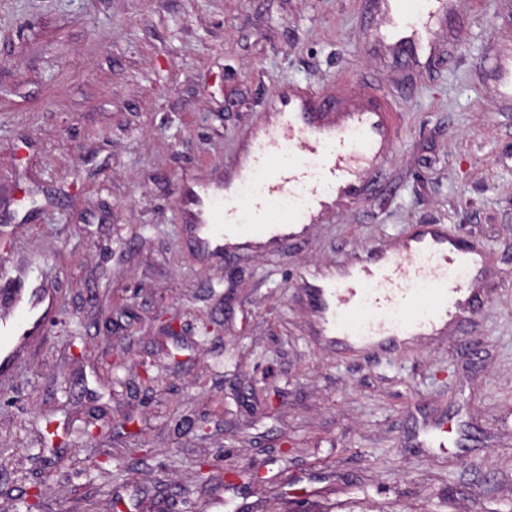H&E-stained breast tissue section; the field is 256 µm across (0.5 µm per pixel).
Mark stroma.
<instances>
[{"label": "stroma", "instance_id": "35a3bbf8", "mask_svg": "<svg viewBox=\"0 0 512 512\" xmlns=\"http://www.w3.org/2000/svg\"><path fill=\"white\" fill-rule=\"evenodd\" d=\"M366 2L0 0V290L55 297L0 375V488L41 485L45 512H512V0H460L429 67L363 53ZM290 84L388 108L366 197L281 254L193 252L181 186L223 178ZM422 224L483 254L473 321L390 355L311 336L296 269Z\"/></svg>", "mask_w": 512, "mask_h": 512}]
</instances>
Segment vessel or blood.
<instances>
[{
  "label": "vessel or blood",
  "instance_id": "b4317fda",
  "mask_svg": "<svg viewBox=\"0 0 512 512\" xmlns=\"http://www.w3.org/2000/svg\"><path fill=\"white\" fill-rule=\"evenodd\" d=\"M370 4L367 43L387 46L400 61L430 55L436 30H456L460 18L458 0ZM271 107L275 122L255 133L249 155L232 161L242 170L235 205L227 206L218 186L189 194V221L204 249L269 250L299 239L337 203L360 199L367 190L364 172L380 164L392 139L389 115L375 102L357 104L340 121L327 104L301 93L277 94ZM294 143L303 144L312 160L289 163L271 153L272 145ZM484 276L480 255L437 224L424 225L401 249L367 252L344 272L301 274L321 333L374 352L389 350L408 333L428 336L446 322L467 319L479 304L473 285ZM53 306L44 289H17L8 318L0 320L1 368L20 356Z\"/></svg>",
  "mask_w": 512,
  "mask_h": 512
}]
</instances>
